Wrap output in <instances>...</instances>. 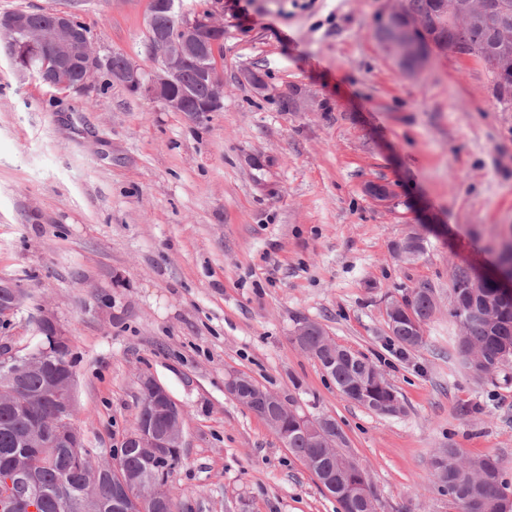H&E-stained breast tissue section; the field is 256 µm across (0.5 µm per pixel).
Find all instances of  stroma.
<instances>
[{"label":"stroma","instance_id":"35a3bbf8","mask_svg":"<svg viewBox=\"0 0 512 512\" xmlns=\"http://www.w3.org/2000/svg\"><path fill=\"white\" fill-rule=\"evenodd\" d=\"M396 0H184L224 25V109L165 111L94 74L58 91L0 48V278L27 299L0 345L49 313L75 362L74 423L119 447L154 376L186 409L169 476L177 512H337L304 461L226 391L243 374L300 415L334 417L377 512H455L430 458L499 459L512 481V381L460 370L453 271L491 273L512 238V100L488 64L443 54L400 73L375 38ZM148 0H83L99 54L147 63ZM264 75L260 94L247 72ZM391 183L395 208L367 184ZM410 233L419 259L392 251ZM427 285L436 311L404 351L392 298ZM318 322L365 355L403 411L342 396L292 340Z\"/></svg>","mask_w":512,"mask_h":512}]
</instances>
